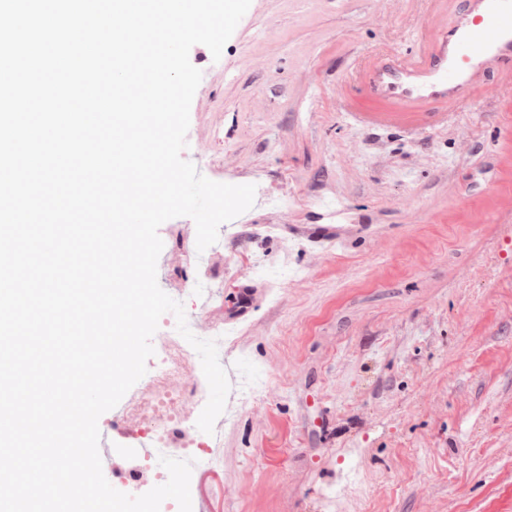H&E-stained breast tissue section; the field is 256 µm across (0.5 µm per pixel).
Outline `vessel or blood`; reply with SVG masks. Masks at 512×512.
<instances>
[{
    "label": "vessel or blood",
    "mask_w": 512,
    "mask_h": 512,
    "mask_svg": "<svg viewBox=\"0 0 512 512\" xmlns=\"http://www.w3.org/2000/svg\"><path fill=\"white\" fill-rule=\"evenodd\" d=\"M427 34L414 53L387 46L356 62V99L341 109L367 128L416 131L448 122V103L470 105L487 84L512 87V0H460L452 20L442 17L446 0H419ZM268 232L287 236L289 247L327 250L344 245L335 225L305 232L271 224ZM124 405L112 409V427L99 443L104 473L124 434Z\"/></svg>",
    "instance_id": "obj_1"
}]
</instances>
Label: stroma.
<instances>
[{
    "instance_id": "obj_1",
    "label": "stroma",
    "mask_w": 512,
    "mask_h": 512,
    "mask_svg": "<svg viewBox=\"0 0 512 512\" xmlns=\"http://www.w3.org/2000/svg\"><path fill=\"white\" fill-rule=\"evenodd\" d=\"M425 34L416 0H251L220 59L201 44L185 160L213 181L291 196L225 223L205 270L224 299L186 308L212 334L251 294L231 357L261 394L224 428L223 461L192 472L205 512H512V88L449 105L409 136L351 123L337 97L353 59ZM348 211L342 252L277 260L260 224ZM183 295L196 238L159 228ZM360 479L363 496L337 510Z\"/></svg>"
}]
</instances>
